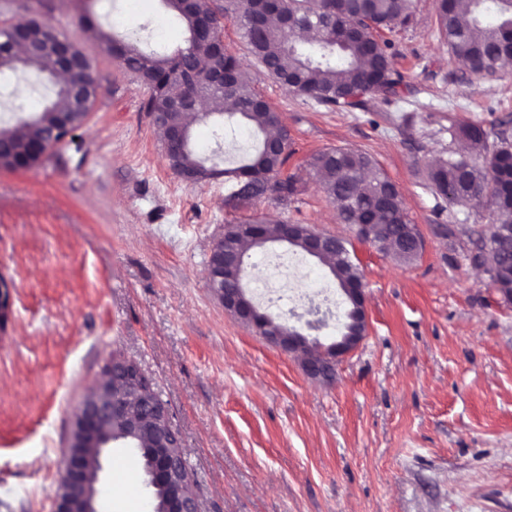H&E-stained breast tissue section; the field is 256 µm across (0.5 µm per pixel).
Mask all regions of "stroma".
<instances>
[{
  "mask_svg": "<svg viewBox=\"0 0 512 512\" xmlns=\"http://www.w3.org/2000/svg\"><path fill=\"white\" fill-rule=\"evenodd\" d=\"M139 48L177 52L186 32L163 0H0V25L36 17L77 40L97 85L87 123L35 167L0 168V277L11 302L0 321V512H52L72 420L114 357L154 382L181 437L200 512H512V303L471 261L486 206L449 201L429 170L469 156L460 130L512 125V64L479 78L438 32L437 0H413L408 25L382 30L404 84L391 101L331 110L276 82L250 55L239 22L224 47L279 112L297 193L245 207L230 184L173 173L146 103L149 90L78 27L82 14ZM218 115L195 119L206 165L235 166L258 138L244 125L216 142ZM366 152L398 186L423 238L407 263L340 223L310 162L319 152ZM304 224L348 242L365 283L368 332L333 382L308 378L299 356L225 313L207 282L224 227ZM291 261L292 288L321 292L316 334L343 330L345 298L327 266L272 242L250 252L244 283L260 312L296 325L300 307L261 297ZM97 508L110 497L151 512L139 456L114 446L102 460Z\"/></svg>",
  "mask_w": 512,
  "mask_h": 512,
  "instance_id": "obj_1",
  "label": "stroma"
}]
</instances>
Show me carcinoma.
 <instances>
[{
  "instance_id": "carcinoma-1",
  "label": "carcinoma",
  "mask_w": 512,
  "mask_h": 512,
  "mask_svg": "<svg viewBox=\"0 0 512 512\" xmlns=\"http://www.w3.org/2000/svg\"><path fill=\"white\" fill-rule=\"evenodd\" d=\"M170 12L179 18L187 33L186 46L173 55L142 51L126 37L102 34L103 50L151 92L148 111L169 112L179 104L178 119L184 122L186 139H191L187 114L192 103L206 97L219 103L216 111L227 115L228 124L249 125L259 136L258 145L243 163L233 169L206 167L191 147H168L166 158L177 175L203 170L202 178L224 174L230 177L231 188L244 187L248 194L238 197L237 204L248 205L268 196L272 177H278L277 199L297 193L292 177H281L290 152L270 155L265 144L280 136L284 129L279 113L261 97L248 80L240 58L227 51L218 52L212 39L200 31L203 21L215 24L220 16L233 14L240 19L244 38L251 55L270 67L274 78L293 77L295 91L326 107L349 109L361 106L367 96L381 95L384 100L398 95L404 77L392 66L388 43L376 35L381 28L405 24L412 16V0H274L269 7L256 10L248 0H196L193 13L182 12L176 0H168ZM287 10L293 18L291 35L301 39L287 41L268 22L266 16L277 17ZM439 27L449 53L465 62L471 73L483 77L497 72L499 64L512 56V0H438ZM31 38L40 42L54 34L51 26L39 19L28 25ZM224 70V89H219L189 72L200 73V60ZM36 67L51 76L57 74V61L44 54L19 57L9 42L8 31L0 29V70ZM68 90L60 84L56 100L43 106L33 116L18 120L17 125L0 131V168L26 170L36 166L44 156V143L59 127L67 114L71 123L85 118L78 108L69 105ZM464 134L477 153L489 154L486 165L461 157L441 161L429 171V180L441 195L455 202L489 204L496 214V223L512 225V141L508 130L494 132L496 142L488 143L489 134L481 127L469 125ZM311 166L327 196L336 202L337 216L343 224H380L384 237L370 240L379 250L390 252L408 262L417 253L411 248L397 249L387 235L398 238L411 225L402 197L385 195L391 178L374 171L372 158L353 149H333L313 156ZM494 192L484 194L488 185ZM248 223L224 226V240L234 244L239 264L234 275L244 276L248 252L261 248L255 236L246 230ZM325 265L340 288H352L362 281L358 266L349 257L345 242L336 239L335 253L324 259ZM481 265L495 273L493 283L503 298L512 301V253L491 245L481 254ZM112 426L126 433L136 425L140 434L127 440L128 446L140 451L143 464H149L151 447L148 436V415L139 404L121 398Z\"/></svg>"
}]
</instances>
